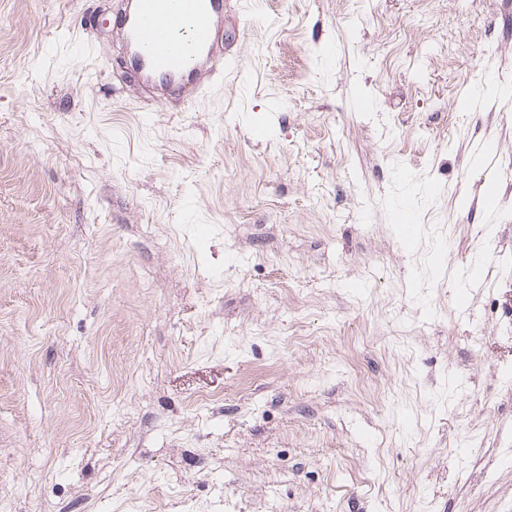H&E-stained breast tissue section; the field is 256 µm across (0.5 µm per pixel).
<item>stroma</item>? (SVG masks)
I'll return each mask as SVG.
<instances>
[{
	"label": "stroma",
	"mask_w": 512,
	"mask_h": 512,
	"mask_svg": "<svg viewBox=\"0 0 512 512\" xmlns=\"http://www.w3.org/2000/svg\"><path fill=\"white\" fill-rule=\"evenodd\" d=\"M229 2L0 0V512H512V0ZM114 26L122 43L117 66L142 101L166 107L205 93L224 79L218 32L225 0H116Z\"/></svg>",
	"instance_id": "obj_1"
}]
</instances>
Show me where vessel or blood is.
Here are the masks:
<instances>
[{
    "instance_id": "obj_1",
    "label": "vessel or blood",
    "mask_w": 512,
    "mask_h": 512,
    "mask_svg": "<svg viewBox=\"0 0 512 512\" xmlns=\"http://www.w3.org/2000/svg\"><path fill=\"white\" fill-rule=\"evenodd\" d=\"M117 65L142 101H188L224 77L225 0H116Z\"/></svg>"
}]
</instances>
